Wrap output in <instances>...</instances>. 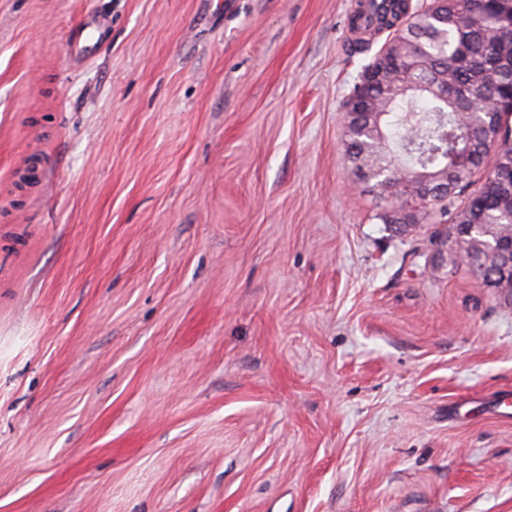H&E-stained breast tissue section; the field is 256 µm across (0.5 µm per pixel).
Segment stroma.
I'll return each mask as SVG.
<instances>
[{"label":"stroma","instance_id":"1","mask_svg":"<svg viewBox=\"0 0 512 512\" xmlns=\"http://www.w3.org/2000/svg\"><path fill=\"white\" fill-rule=\"evenodd\" d=\"M352 2L0 0V512H512V307L377 219Z\"/></svg>","mask_w":512,"mask_h":512}]
</instances>
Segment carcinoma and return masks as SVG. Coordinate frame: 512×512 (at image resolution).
I'll list each match as a JSON object with an SVG mask.
<instances>
[{"label":"carcinoma","mask_w":512,"mask_h":512,"mask_svg":"<svg viewBox=\"0 0 512 512\" xmlns=\"http://www.w3.org/2000/svg\"><path fill=\"white\" fill-rule=\"evenodd\" d=\"M365 36L348 51H371L373 36L391 39L374 54L376 83L361 86L362 108L347 124V153L376 201V217L396 236L432 225L429 242L448 247V268L479 273L482 287L512 300V275L498 276L495 250L512 242V183L499 182L512 167V0H370L349 19ZM498 86L474 124L438 84L468 92L490 74ZM398 130L395 147L386 127ZM498 135L488 152L489 133ZM469 194L464 191L473 184Z\"/></svg>","instance_id":"carcinoma-1"}]
</instances>
